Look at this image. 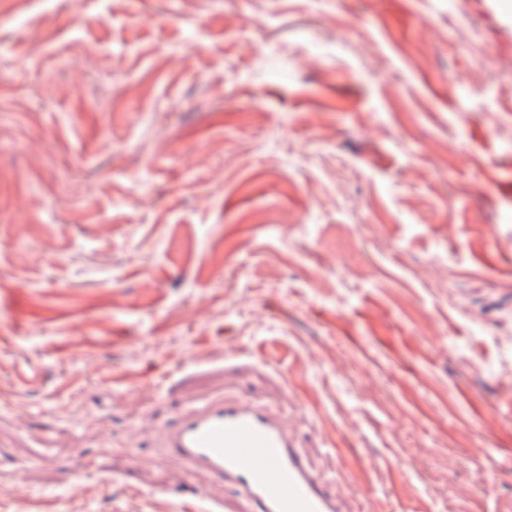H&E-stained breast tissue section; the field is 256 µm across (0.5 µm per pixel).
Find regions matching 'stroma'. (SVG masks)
<instances>
[{
	"label": "stroma",
	"instance_id": "stroma-1",
	"mask_svg": "<svg viewBox=\"0 0 512 512\" xmlns=\"http://www.w3.org/2000/svg\"><path fill=\"white\" fill-rule=\"evenodd\" d=\"M219 391L343 512H512L502 0H0V512H246L155 461Z\"/></svg>",
	"mask_w": 512,
	"mask_h": 512
}]
</instances>
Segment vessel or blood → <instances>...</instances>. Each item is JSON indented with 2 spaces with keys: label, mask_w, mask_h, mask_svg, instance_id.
Returning <instances> with one entry per match:
<instances>
[{
  "label": "vessel or blood",
  "mask_w": 512,
  "mask_h": 512,
  "mask_svg": "<svg viewBox=\"0 0 512 512\" xmlns=\"http://www.w3.org/2000/svg\"><path fill=\"white\" fill-rule=\"evenodd\" d=\"M154 437L163 458L233 488L255 512H340L287 420L265 406L219 393L181 408Z\"/></svg>",
  "instance_id": "b4317fda"
}]
</instances>
